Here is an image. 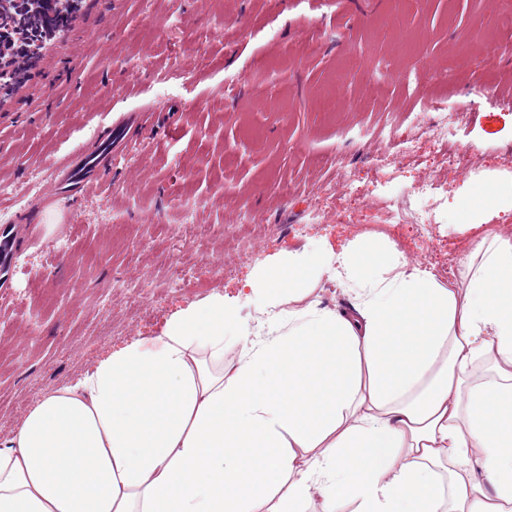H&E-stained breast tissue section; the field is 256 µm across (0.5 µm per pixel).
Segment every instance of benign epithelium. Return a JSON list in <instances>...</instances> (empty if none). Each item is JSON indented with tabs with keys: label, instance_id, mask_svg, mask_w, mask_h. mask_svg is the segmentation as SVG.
Segmentation results:
<instances>
[{
	"label": "benign epithelium",
	"instance_id": "obj_1",
	"mask_svg": "<svg viewBox=\"0 0 512 512\" xmlns=\"http://www.w3.org/2000/svg\"><path fill=\"white\" fill-rule=\"evenodd\" d=\"M76 0H0V12L10 16L9 23L0 29V79L10 73L14 82L32 67V54L13 47L15 42H29L42 30L47 10L59 12L71 8Z\"/></svg>",
	"mask_w": 512,
	"mask_h": 512
}]
</instances>
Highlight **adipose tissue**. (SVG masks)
<instances>
[{
  "instance_id": "adipose-tissue-1",
  "label": "adipose tissue",
  "mask_w": 512,
  "mask_h": 512,
  "mask_svg": "<svg viewBox=\"0 0 512 512\" xmlns=\"http://www.w3.org/2000/svg\"><path fill=\"white\" fill-rule=\"evenodd\" d=\"M323 281L350 309L310 299ZM245 286L254 326L214 293L41 397L0 440V512H512V238L452 283L355 239Z\"/></svg>"
}]
</instances>
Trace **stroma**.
Here are the masks:
<instances>
[{"label": "stroma", "instance_id": "1", "mask_svg": "<svg viewBox=\"0 0 512 512\" xmlns=\"http://www.w3.org/2000/svg\"><path fill=\"white\" fill-rule=\"evenodd\" d=\"M504 5L82 0L0 98V223L35 219L0 284V437L180 306L221 292L251 321L242 282L282 252L377 236L462 266L485 230L512 237V211L467 220L479 182L512 179V28L481 22ZM426 99L458 109L445 143ZM134 112L151 122L98 185L41 207L62 161ZM392 129L415 155L382 166ZM424 207L429 224L389 221Z\"/></svg>", "mask_w": 512, "mask_h": 512}]
</instances>
